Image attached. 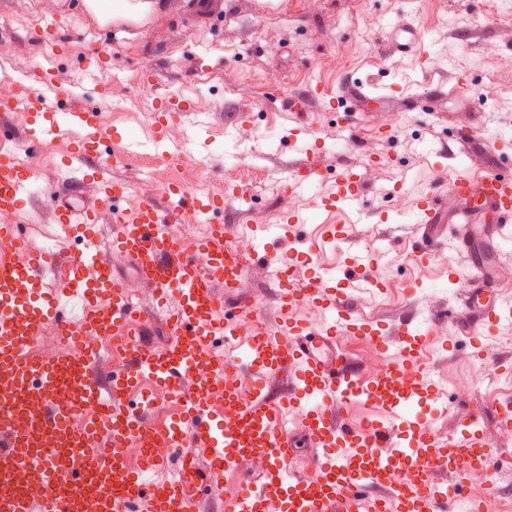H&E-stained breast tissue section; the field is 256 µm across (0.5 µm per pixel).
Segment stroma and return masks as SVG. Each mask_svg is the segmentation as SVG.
<instances>
[{"instance_id": "stroma-1", "label": "stroma", "mask_w": 512, "mask_h": 512, "mask_svg": "<svg viewBox=\"0 0 512 512\" xmlns=\"http://www.w3.org/2000/svg\"><path fill=\"white\" fill-rule=\"evenodd\" d=\"M199 13L194 0H158L142 25H100L83 0H0V62L24 70L42 62L46 44L61 36L65 48L55 61L57 79L69 86L87 63L105 53L124 110L103 113L109 150L124 159L115 176L133 181L142 174L168 183L167 144L190 139L199 166L191 179L212 191L239 187L248 180L280 175L295 154L288 140L286 109L306 86L323 84L331 99L310 104L308 120L318 128L321 180L351 165L365 191L359 202L367 215L347 225L354 247L369 251L385 291L359 295L362 314L382 320L390 330L406 320L426 328L457 306V286L448 279L458 256L453 249L434 253L428 263L412 256L413 214L418 191L437 173L512 164V0H210ZM413 20L423 34L425 62L384 58L386 33ZM147 63L140 74L138 63ZM359 80L406 87L403 98L341 101L346 83ZM493 81L495 94L476 100L478 88ZM183 94L196 110L199 126L171 127L155 143L148 116L167 96ZM362 115L360 148L348 149L337 134L345 112ZM251 115L253 129L240 135L238 114ZM482 126L488 151L471 154L465 144L437 156L450 126ZM402 184L400 209H392L390 188ZM305 217L299 239H322L336 218L317 207L315 190L293 202L283 194L248 193L223 213L228 238L242 225L285 223L290 210ZM299 239L282 241L298 249ZM432 374L450 392L460 379H478L460 413L485 407L482 422L491 451H498L500 429L487 407L512 397V375L487 378L476 358L512 362V312L493 336H466L456 327L437 336Z\"/></svg>"}]
</instances>
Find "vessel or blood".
<instances>
[{"instance_id":"vessel-or-blood-1","label":"vessel or blood","mask_w":512,"mask_h":512,"mask_svg":"<svg viewBox=\"0 0 512 512\" xmlns=\"http://www.w3.org/2000/svg\"><path fill=\"white\" fill-rule=\"evenodd\" d=\"M389 43L401 55L425 57L413 23L395 28ZM59 55L54 41L25 77L0 72V85L13 89L0 99V140L14 132L21 112L27 122L19 148L46 141L69 147L51 181L21 166L15 153L0 151V214L11 218L0 224V457L9 461L0 467V512H199L225 471L253 456L267 465L225 499V512H447L460 505V484L436 474L462 476L470 464L487 463L480 415L459 418V431L447 432L410 412L423 398L442 407L448 400L424 363L426 337L405 330L391 337L384 323L349 307L352 296L383 286L363 253L351 250L343 267L320 266L301 283L296 270L311 262L309 252L272 262L270 244L254 225L237 241L225 239L215 215L238 199V191L202 195L176 187L173 203L144 197L117 208L128 185L113 174L120 158L104 147L101 116L123 103L101 81L92 102H79L88 79L61 87ZM189 115L172 96L153 112L152 127L161 135ZM291 145L309 158L282 173L283 190L296 197L313 179L311 159L321 141L304 123L294 128ZM88 186L94 199L85 195ZM448 187L461 198L456 212L434 189L415 202L419 261H428L447 236L467 250L476 224L494 241L512 233V172H456ZM363 191L359 175L347 167L319 192L320 206L341 217L329 225L326 241L345 239L346 225L362 220L353 203ZM38 194L61 238L79 243L77 253L29 249L21 227L32 222L29 204ZM109 205L119 231L106 244L97 226ZM188 217L208 227L190 249L177 233ZM114 254L132 261L174 343L150 345L154 318L133 302L128 281L115 276ZM257 262L275 285L272 314L241 292ZM449 276L464 290L466 317L452 311L448 321H462L474 334L497 333L506 306L491 290L488 273L467 262ZM305 308L318 320L299 317ZM246 321L252 330H243ZM49 329L79 339L114 335L115 369L94 379L96 352L88 345L77 360L58 352L32 355V343ZM344 336L370 340L384 367L365 374L336 351ZM146 376L172 390L180 404L171 424L147 420L149 398L132 401ZM351 402L370 406L378 419L354 429L342 415ZM294 424L314 450L317 479L303 478L294 464ZM136 442L146 452L134 467L123 450ZM156 442L166 445L165 456L153 453ZM203 457L208 467L200 466Z\"/></svg>"}]
</instances>
